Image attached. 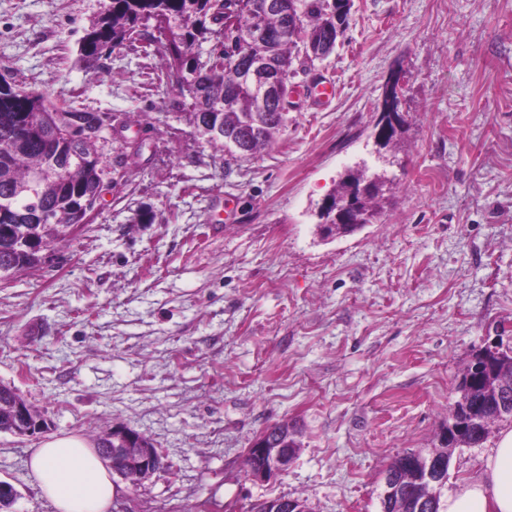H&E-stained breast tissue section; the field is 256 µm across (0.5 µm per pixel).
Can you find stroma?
<instances>
[{
  "instance_id": "35a3bbf8",
  "label": "stroma",
  "mask_w": 512,
  "mask_h": 512,
  "mask_svg": "<svg viewBox=\"0 0 512 512\" xmlns=\"http://www.w3.org/2000/svg\"><path fill=\"white\" fill-rule=\"evenodd\" d=\"M101 3L0 0V73L112 117L93 223L0 282V383L47 422L0 433L9 512H55L27 469L45 437L117 426L162 466L120 481L110 512H380L385 469L436 446L472 354L512 346V0H351L247 160L196 133L162 53L77 61ZM323 77L335 98L298 99ZM392 77L403 123L383 147ZM356 168L385 176L383 215L322 239L319 208ZM275 422L296 458L251 480L246 450ZM496 439L456 449L443 492ZM400 91L401 87L398 79L388 82L383 101L384 112L381 113V117L377 122V131L375 133V139L379 143L383 142V136L389 132L390 122L394 128L397 127V118L395 111L397 109ZM254 512H310V510L301 500L275 498L257 502Z\"/></svg>"
}]
</instances>
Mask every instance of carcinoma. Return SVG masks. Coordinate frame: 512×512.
<instances>
[{"instance_id": "1", "label": "carcinoma", "mask_w": 512, "mask_h": 512, "mask_svg": "<svg viewBox=\"0 0 512 512\" xmlns=\"http://www.w3.org/2000/svg\"><path fill=\"white\" fill-rule=\"evenodd\" d=\"M260 4L224 0L219 10L215 0H104L78 41L79 58L97 62L135 41L161 44L166 79L190 96L189 120L199 134L232 156L253 158L284 126L293 61L306 67L319 60L310 47L337 43L350 10V0H288L286 14L264 13ZM151 22L167 35L145 32ZM204 44L209 50L202 62ZM253 59L281 74L280 96L263 106L245 80ZM101 125L98 114L59 106L47 93L0 74V281L36 267L41 252L70 237L73 214L102 182L99 139L89 133ZM369 187L361 202L364 224L383 213V186L372 180ZM489 361L512 366V348L481 349L466 368L482 370L484 378L472 404L479 422L468 436L470 447L482 444L496 422L512 420V388L500 390L498 375L485 371ZM464 414L456 401L438 439L454 444L452 427ZM428 493L406 476L400 494L380 502L381 512H411V502Z\"/></svg>"}]
</instances>
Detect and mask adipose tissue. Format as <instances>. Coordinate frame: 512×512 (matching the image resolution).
<instances>
[{
    "label": "adipose tissue",
    "instance_id": "adipose-tissue-1",
    "mask_svg": "<svg viewBox=\"0 0 512 512\" xmlns=\"http://www.w3.org/2000/svg\"><path fill=\"white\" fill-rule=\"evenodd\" d=\"M27 467L56 512H107L112 468L78 434L55 435L32 451ZM440 512H512V427L500 431L477 476L441 498Z\"/></svg>",
    "mask_w": 512,
    "mask_h": 512
}]
</instances>
